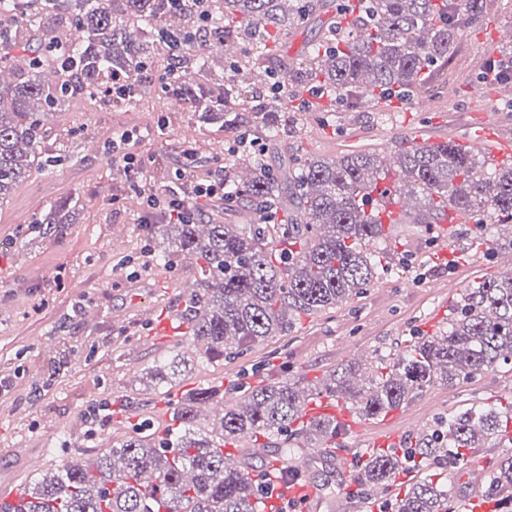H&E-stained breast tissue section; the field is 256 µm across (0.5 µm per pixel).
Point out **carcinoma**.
<instances>
[{"label": "carcinoma", "instance_id": "cac0c4a2", "mask_svg": "<svg viewBox=\"0 0 512 512\" xmlns=\"http://www.w3.org/2000/svg\"><path fill=\"white\" fill-rule=\"evenodd\" d=\"M308 0H211L199 16L193 0H0L11 45L28 46L26 68L0 84V206L32 170L61 156H45L49 115L73 98L112 105V74L141 77L165 50L183 39L166 94L190 103L198 123L218 125L235 139L247 131L262 142L301 130L291 96L312 86L341 104H358L369 90L401 93L429 84L448 63L474 18L476 0H339L322 37L288 65L291 84L267 65L276 33L298 26ZM236 156L224 157V184L233 208L256 216L262 203L287 222L230 224L216 218L195 224H156L165 242L160 265L199 262V295L183 317L193 340L205 339L210 357L238 356L289 330L302 315L324 312L361 297L390 276L382 262L393 224L377 218L370 186L388 177L397 195L416 200L411 223L432 231L448 208L477 217L475 246L512 250V165L464 150L454 140L401 142L390 154L354 150L335 157H300L280 169L254 155L258 174L240 184ZM73 205H52L32 220L44 234L72 223ZM512 364V271L465 289L448 326L417 336L397 355H378L367 366L342 364L321 379H274L246 387L239 398L200 426L198 408L214 399L199 390L174 413L179 425L163 444L134 433L108 451L63 465L27 484L23 512H257L262 499L249 466L224 469V442L261 435L264 447L286 458L298 448L327 447L336 423L299 425L305 400H343L363 419L408 405L437 383L449 387ZM478 448H500L485 485L496 512H512V401L474 404L440 419L405 449L368 451L360 469L368 485L383 486L413 465L429 471L444 462L473 464ZM452 486L426 475L395 499L394 512H449Z\"/></svg>", "mask_w": 512, "mask_h": 512}]
</instances>
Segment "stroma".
Returning <instances> with one entry per match:
<instances>
[{
  "instance_id": "1",
  "label": "stroma",
  "mask_w": 512,
  "mask_h": 512,
  "mask_svg": "<svg viewBox=\"0 0 512 512\" xmlns=\"http://www.w3.org/2000/svg\"><path fill=\"white\" fill-rule=\"evenodd\" d=\"M477 7L478 20L466 28L439 82L412 98L411 112L401 111L396 94L376 109L339 106L331 122L323 107H314L303 114L301 136L267 147L268 162L359 147L388 153L404 128L436 141L471 137L481 121L512 133V112L502 110L492 85L480 78L494 55L493 28L512 26V0H479ZM333 14L321 8L276 40V63L295 60ZM167 64L158 56L135 106L102 108L75 98L56 111L44 151L63 150L65 161L33 172L0 207V377L14 382L0 394V494L20 491L42 471L104 452L139 423H148L153 440L166 438L169 409L198 389L230 392L267 378L311 381L349 362L351 344L373 355L399 352L411 338L446 326L440 312L456 305L465 288L508 268L504 258L485 251L447 261L437 234L400 224L391 248L411 261L398 277L371 285L349 304L301 317L286 334L243 356L211 358L190 336L159 335L156 326L136 318V310H153L158 319L181 315L187 299L178 285L198 279V266L189 259L165 269L152 262L139 276H127L125 263L139 257L151 237L139 222L140 198L112 159V138L132 133L122 150L141 161L158 188L185 162L202 174L224 161L223 129L200 125L183 106L162 111L156 86ZM71 199L78 203L73 223L50 236L32 230L35 213ZM178 354L191 356L189 367L158 382L156 366ZM511 395L512 370L497 368L458 386L433 385L398 418L374 420L372 427L386 431L418 419L431 427L472 403ZM102 404L110 418L97 425L88 412ZM304 478L341 503L358 485L355 471L318 462Z\"/></svg>"
}]
</instances>
